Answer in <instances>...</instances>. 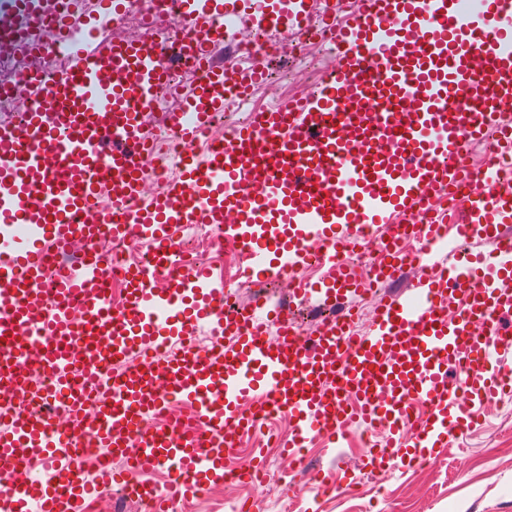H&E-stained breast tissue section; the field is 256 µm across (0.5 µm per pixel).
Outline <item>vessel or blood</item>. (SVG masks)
Masks as SVG:
<instances>
[{
	"instance_id": "1",
	"label": "vessel or blood",
	"mask_w": 512,
	"mask_h": 512,
	"mask_svg": "<svg viewBox=\"0 0 512 512\" xmlns=\"http://www.w3.org/2000/svg\"><path fill=\"white\" fill-rule=\"evenodd\" d=\"M357 14L328 0L323 32L337 49L336 70L313 93L255 112L205 154L193 151L229 87L239 94L265 78L256 66L226 68L222 0H156L153 23L181 25L166 39L111 42L67 57L52 79L33 75L39 107L19 123L0 120V389L21 390L32 353L53 372L41 402L66 400L70 422L47 413L0 420V463L32 467L47 460L46 479L0 493V512H84L97 492L81 469L80 433L123 458L121 490L148 498L153 512L224 480V454L257 431L270 410L287 411L294 435L284 453L301 469L310 438L336 443L352 423L383 427L386 438L358 462L367 473L393 461L434 456L469 427L475 405L512 395V189L499 174L512 158V0H485L460 16L456 0H359ZM291 0H253L257 26L304 31ZM63 33L96 35L92 0H0V52L34 46V15ZM480 52L482 74L471 68ZM204 69L205 78L167 115L189 144L177 182L126 218L136 201L141 160L156 145L143 109L171 84L170 64ZM493 137L485 168L470 163L471 142ZM391 150L373 151L376 143ZM475 192L463 214L437 213L457 239L481 249H448L421 215L459 184ZM111 201L99 223L83 221L101 198ZM186 224H218L240 247L246 270L264 278L302 265L312 247L334 267L331 280H295L291 293L315 291L337 311L311 332L285 309L264 313L263 301L226 308L212 274L179 259L174 246ZM137 237L152 243L153 264L126 273V296L110 312L108 256L94 250L79 267L54 265L71 241ZM418 241L419 272L409 298L379 297L365 333L345 317L355 299L406 271L399 235ZM377 251V275L359 277L336 254ZM169 286H155L157 277ZM52 303L34 315L29 295ZM81 326L71 318L73 304ZM209 323L222 347L200 352L194 330ZM32 326L36 335H24ZM179 344L163 362L130 367L103 394L97 420L82 408L97 369L159 342ZM83 351L75 359L73 347ZM190 409L183 421L143 427L145 411L166 397ZM135 435L127 444V435ZM163 468L169 483L147 482Z\"/></svg>"
}]
</instances>
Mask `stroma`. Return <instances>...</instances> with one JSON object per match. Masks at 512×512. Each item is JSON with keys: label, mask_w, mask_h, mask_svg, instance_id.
Segmentation results:
<instances>
[{"label": "stroma", "mask_w": 512, "mask_h": 512, "mask_svg": "<svg viewBox=\"0 0 512 512\" xmlns=\"http://www.w3.org/2000/svg\"><path fill=\"white\" fill-rule=\"evenodd\" d=\"M261 65L268 74L269 92L255 95L253 106L296 95V88L283 81L287 50L263 59ZM207 266L215 278L232 284L239 305H249L259 296L272 307L289 300L286 281L274 278L257 284L245 278L232 245H225L223 254L214 255ZM476 411L479 422L464 435L449 438L437 454L438 467L433 471L399 464L374 476L359 471L356 464L362 447L356 429L336 446L314 444L304 470L309 475L321 473L333 488L326 492L307 485L294 497L292 512H512V397L477 406ZM255 456L273 479L291 472L286 457L259 446L254 435L245 437L237 451L225 454L224 462L243 466ZM231 497L255 501L257 512L279 509L277 495L263 496L244 485L227 490L222 498L201 493L194 499V512H229Z\"/></svg>", "instance_id": "obj_1"}]
</instances>
